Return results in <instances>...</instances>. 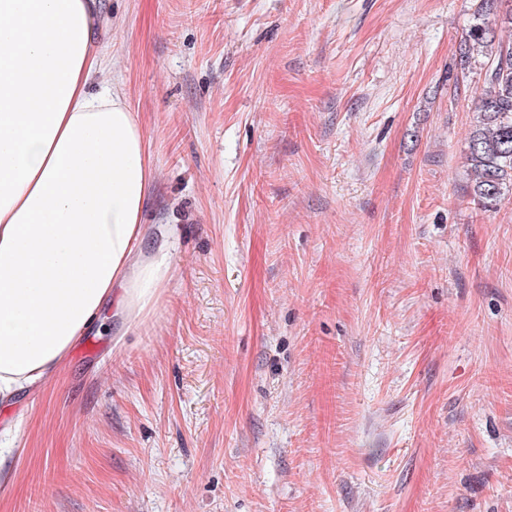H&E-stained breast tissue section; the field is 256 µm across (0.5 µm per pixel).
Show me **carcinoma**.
Listing matches in <instances>:
<instances>
[{
    "label": "carcinoma",
    "mask_w": 512,
    "mask_h": 512,
    "mask_svg": "<svg viewBox=\"0 0 512 512\" xmlns=\"http://www.w3.org/2000/svg\"><path fill=\"white\" fill-rule=\"evenodd\" d=\"M499 29L512 30V0H478L459 45L460 66L476 67L483 84L464 166L472 200L485 208L512 193V43Z\"/></svg>",
    "instance_id": "obj_1"
}]
</instances>
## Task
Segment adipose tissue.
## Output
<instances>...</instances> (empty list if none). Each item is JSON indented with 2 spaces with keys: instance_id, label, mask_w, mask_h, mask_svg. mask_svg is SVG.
<instances>
[{
  "instance_id": "ef3b65f1",
  "label": "adipose tissue",
  "mask_w": 512,
  "mask_h": 512,
  "mask_svg": "<svg viewBox=\"0 0 512 512\" xmlns=\"http://www.w3.org/2000/svg\"><path fill=\"white\" fill-rule=\"evenodd\" d=\"M102 0H0V402L95 326L137 327L171 277L136 112L100 70Z\"/></svg>"
}]
</instances>
